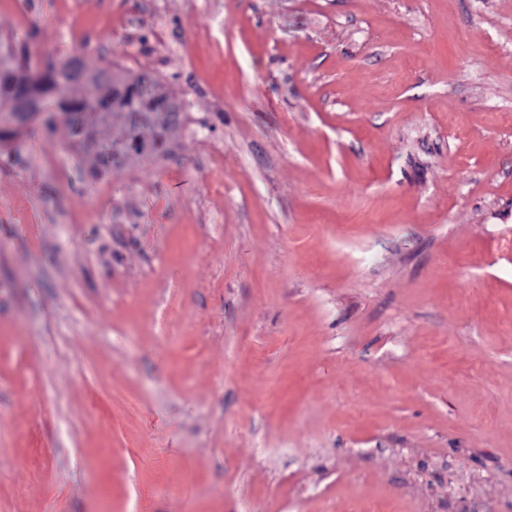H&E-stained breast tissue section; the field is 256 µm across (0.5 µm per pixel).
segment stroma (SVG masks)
Listing matches in <instances>:
<instances>
[{"label": "stroma", "instance_id": "obj_1", "mask_svg": "<svg viewBox=\"0 0 512 512\" xmlns=\"http://www.w3.org/2000/svg\"><path fill=\"white\" fill-rule=\"evenodd\" d=\"M14 46L186 122L0 144V512H512V0H0Z\"/></svg>", "mask_w": 512, "mask_h": 512}]
</instances>
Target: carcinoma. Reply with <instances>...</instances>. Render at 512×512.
Instances as JSON below:
<instances>
[{
  "mask_svg": "<svg viewBox=\"0 0 512 512\" xmlns=\"http://www.w3.org/2000/svg\"><path fill=\"white\" fill-rule=\"evenodd\" d=\"M0 66L10 73L0 85V142L21 132L12 112H4L10 98L24 92L42 96L45 127L53 131L62 123L73 144L95 153L96 172L107 173L120 162L112 151L120 149L123 159L134 160L164 150L182 125V104L164 91L160 81L143 71L134 76L107 67L89 72L79 64V74L47 62L32 69L25 52L8 50L0 54ZM91 83L97 89L92 98L67 97L64 88Z\"/></svg>",
  "mask_w": 512,
  "mask_h": 512,
  "instance_id": "carcinoma-1",
  "label": "carcinoma"
}]
</instances>
